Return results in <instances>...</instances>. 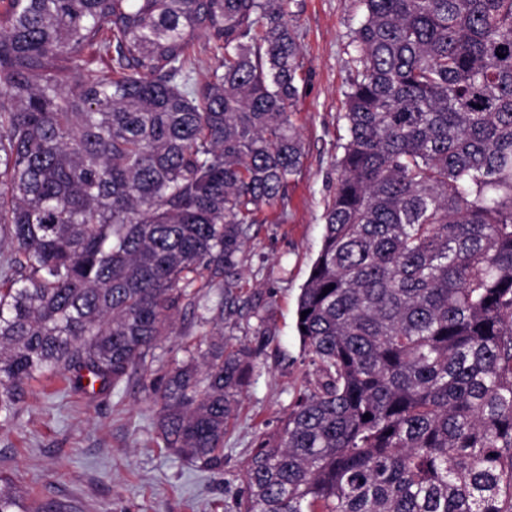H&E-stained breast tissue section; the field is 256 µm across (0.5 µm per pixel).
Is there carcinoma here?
Segmentation results:
<instances>
[{"label": "carcinoma", "mask_w": 512, "mask_h": 512, "mask_svg": "<svg viewBox=\"0 0 512 512\" xmlns=\"http://www.w3.org/2000/svg\"><path fill=\"white\" fill-rule=\"evenodd\" d=\"M0 4L9 423L48 373L118 383L202 289L233 307L250 225L304 152L289 0ZM358 7L347 139L295 312L319 378L258 437L238 512H512V0ZM202 38L224 57L199 85ZM251 358L218 333L188 351L158 394L165 447L221 465ZM17 508L1 475L0 512Z\"/></svg>", "instance_id": "cac0c4a2"}]
</instances>
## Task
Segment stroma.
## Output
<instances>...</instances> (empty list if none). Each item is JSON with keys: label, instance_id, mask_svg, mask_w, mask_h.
I'll return each instance as SVG.
<instances>
[{"label": "stroma", "instance_id": "stroma-1", "mask_svg": "<svg viewBox=\"0 0 512 512\" xmlns=\"http://www.w3.org/2000/svg\"><path fill=\"white\" fill-rule=\"evenodd\" d=\"M359 21L356 0L289 6L301 47L292 120L304 143L303 165L287 197L251 226L233 288L240 309L218 325L227 350L259 352L224 435L222 465L174 454L156 425L164 377L216 326L213 306L224 291L214 288L176 313L172 334L116 385L78 389L57 375L27 386L17 417L0 424V473L16 478L24 504L63 501L73 512H237L240 472L255 440L279 429L304 381L316 377L295 311L321 246L342 155L348 43Z\"/></svg>", "mask_w": 512, "mask_h": 512}]
</instances>
